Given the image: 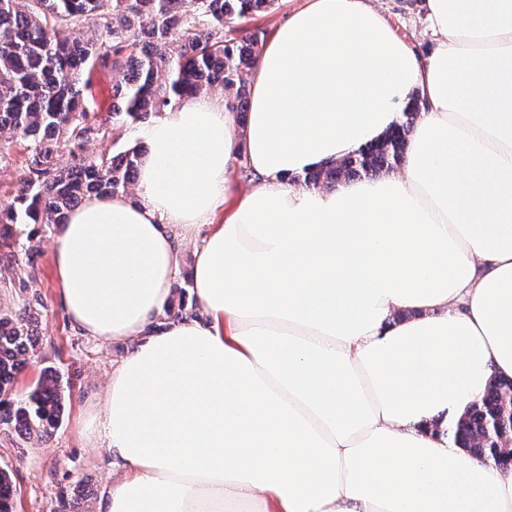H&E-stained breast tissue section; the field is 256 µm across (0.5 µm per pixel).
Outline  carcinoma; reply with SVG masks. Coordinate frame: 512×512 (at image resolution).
Listing matches in <instances>:
<instances>
[{"label":"carcinoma","instance_id":"cac0c4a2","mask_svg":"<svg viewBox=\"0 0 512 512\" xmlns=\"http://www.w3.org/2000/svg\"><path fill=\"white\" fill-rule=\"evenodd\" d=\"M274 0H0V149L16 141L25 170L12 202L0 208V262L29 266L15 249L18 224L67 222L87 196L124 193L136 183L141 159L133 146L112 156L85 153L91 140L110 135V120L135 124L213 87L224 90L245 118L248 76L265 41L255 28L236 34L232 24L266 13ZM99 19L93 35L85 20ZM112 80V119L85 103L96 76ZM412 105L382 140L343 162L304 176L307 187L333 189L343 180L377 177L403 160L416 121ZM67 155L62 164L59 157ZM36 317L26 307L0 314V425L22 436L53 434L64 409L62 377L45 369L34 388L12 398L17 376L36 344ZM512 434V379L490 385L454 423V443L499 466ZM15 488L0 471V512H12Z\"/></svg>","mask_w":512,"mask_h":512}]
</instances>
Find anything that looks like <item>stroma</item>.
<instances>
[{
    "instance_id": "stroma-1",
    "label": "stroma",
    "mask_w": 512,
    "mask_h": 512,
    "mask_svg": "<svg viewBox=\"0 0 512 512\" xmlns=\"http://www.w3.org/2000/svg\"><path fill=\"white\" fill-rule=\"evenodd\" d=\"M392 29L419 51H430L435 37L426 22L425 0H373ZM21 244L33 247L35 280L21 286L16 275L0 266V311L31 307L37 314V344L14 386L24 397L43 368L59 370L67 386L64 412L51 439H27L0 426V470L16 488L14 512H59L69 485L89 489L79 512H100L104 491L112 485V465L104 449L86 430L91 410L101 397L114 361L122 358L123 343L80 335L69 325L59 301V282L53 248L60 230L46 225H17Z\"/></svg>"
}]
</instances>
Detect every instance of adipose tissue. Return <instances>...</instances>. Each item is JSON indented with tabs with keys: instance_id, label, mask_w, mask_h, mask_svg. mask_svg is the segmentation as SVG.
Segmentation results:
<instances>
[{
	"instance_id": "1",
	"label": "adipose tissue",
	"mask_w": 512,
	"mask_h": 512,
	"mask_svg": "<svg viewBox=\"0 0 512 512\" xmlns=\"http://www.w3.org/2000/svg\"><path fill=\"white\" fill-rule=\"evenodd\" d=\"M425 7L422 54L370 0H306L246 120L206 95L168 109L136 199L71 211L65 313L128 346L90 422L101 512H512V466L448 438L512 379V0ZM414 102L395 172L299 186ZM189 245L201 315L168 320Z\"/></svg>"
}]
</instances>
